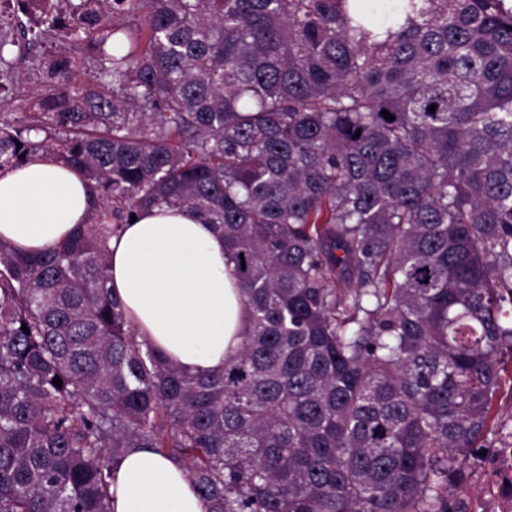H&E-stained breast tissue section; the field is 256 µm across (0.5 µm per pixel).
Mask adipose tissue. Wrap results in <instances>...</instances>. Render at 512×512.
<instances>
[{
	"instance_id": "1",
	"label": "adipose tissue",
	"mask_w": 512,
	"mask_h": 512,
	"mask_svg": "<svg viewBox=\"0 0 512 512\" xmlns=\"http://www.w3.org/2000/svg\"><path fill=\"white\" fill-rule=\"evenodd\" d=\"M76 172L37 154L0 171V239L34 255L92 218ZM111 294L141 339L190 374L219 373L234 358L246 312L224 236L198 213L167 205L140 211L109 242ZM112 512H205L186 471L149 448L114 470Z\"/></svg>"
}]
</instances>
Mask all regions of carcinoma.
I'll return each instance as SVG.
<instances>
[{"label":"carcinoma","instance_id":"cac0c4a2","mask_svg":"<svg viewBox=\"0 0 512 512\" xmlns=\"http://www.w3.org/2000/svg\"><path fill=\"white\" fill-rule=\"evenodd\" d=\"M25 16L0 38V94L26 59L40 86L0 106V170L48 155L95 209L41 255L0 239V512H111L132 448L184 465L206 512H468L455 490L512 359V5ZM161 204L234 257L247 327L220 374L139 340L107 287L108 239Z\"/></svg>","mask_w":512,"mask_h":512}]
</instances>
